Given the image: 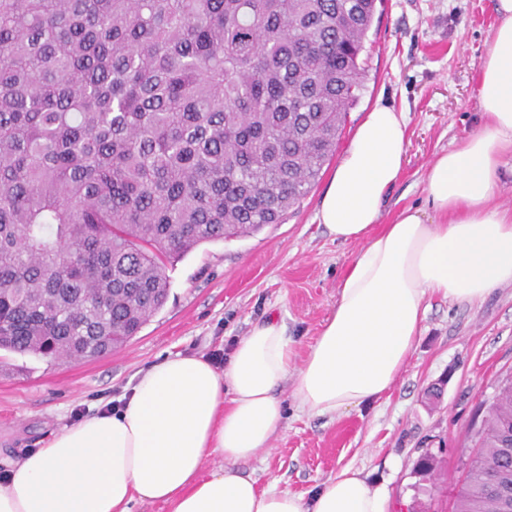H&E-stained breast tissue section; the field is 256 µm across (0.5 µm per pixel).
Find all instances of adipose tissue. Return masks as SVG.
I'll return each instance as SVG.
<instances>
[{
	"instance_id": "ef3b65f1",
	"label": "adipose tissue",
	"mask_w": 512,
	"mask_h": 512,
	"mask_svg": "<svg viewBox=\"0 0 512 512\" xmlns=\"http://www.w3.org/2000/svg\"><path fill=\"white\" fill-rule=\"evenodd\" d=\"M479 67L484 122L441 152L426 177L438 222L414 208L381 223L406 161L407 116L375 105L333 173L316 218L359 251L304 361L283 324H255L226 369L198 355L163 358L125 403L55 434L0 478V512H389L384 489L345 467L311 497L259 488L238 466L270 450L285 412L277 387L312 416L381 398L420 336L431 297L475 303L512 284V212L497 204V173L512 154V0ZM221 464L206 470L209 458Z\"/></svg>"
}]
</instances>
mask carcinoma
Segmentation results:
<instances>
[{
    "label": "carcinoma",
    "mask_w": 512,
    "mask_h": 512,
    "mask_svg": "<svg viewBox=\"0 0 512 512\" xmlns=\"http://www.w3.org/2000/svg\"><path fill=\"white\" fill-rule=\"evenodd\" d=\"M376 0H0V349L123 346L167 264L304 197L363 89ZM512 380L453 512H512Z\"/></svg>",
    "instance_id": "obj_1"
}]
</instances>
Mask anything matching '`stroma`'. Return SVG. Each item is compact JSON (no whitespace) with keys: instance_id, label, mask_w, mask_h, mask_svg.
Returning <instances> with one entry per match:
<instances>
[{"instance_id":"obj_1","label":"stroma","mask_w":512,"mask_h":512,"mask_svg":"<svg viewBox=\"0 0 512 512\" xmlns=\"http://www.w3.org/2000/svg\"><path fill=\"white\" fill-rule=\"evenodd\" d=\"M497 22L494 0H379L361 55L363 91L336 151L344 153L375 104L407 113L406 163L381 223L408 207L432 215V161L483 122L477 77ZM337 156L282 223L202 244L168 267L167 302L112 353L49 362L0 350V473L78 415L119 401L166 356L231 354L254 324L272 317L305 357L358 250L333 240L316 219ZM511 377L512 285L473 304L432 297L415 350L384 397L341 416H311L298 410L293 383L284 381L277 388L284 426L271 451L242 468L260 487L305 495L349 466L387 490L390 512H452L476 432ZM434 387L441 390L435 402L427 396ZM427 452L436 468L423 481L415 466Z\"/></svg>"}]
</instances>
